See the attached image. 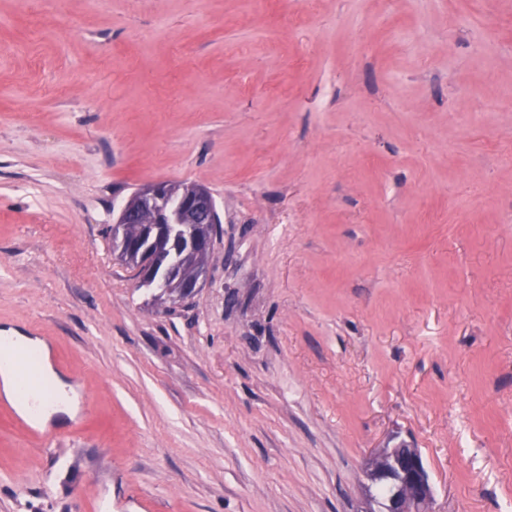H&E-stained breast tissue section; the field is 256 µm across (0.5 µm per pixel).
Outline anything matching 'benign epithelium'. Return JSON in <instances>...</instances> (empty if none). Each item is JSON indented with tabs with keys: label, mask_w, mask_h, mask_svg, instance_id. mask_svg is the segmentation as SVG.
Masks as SVG:
<instances>
[{
	"label": "benign epithelium",
	"mask_w": 512,
	"mask_h": 512,
	"mask_svg": "<svg viewBox=\"0 0 512 512\" xmlns=\"http://www.w3.org/2000/svg\"><path fill=\"white\" fill-rule=\"evenodd\" d=\"M168 186L144 185L127 200L117 218L119 224L134 223L144 214L160 229L169 224H215L217 217L211 192L201 185H190L173 207L169 206ZM171 248L184 259H193L209 250V242L187 234L172 239ZM366 476L371 486L384 492L368 493L369 503L377 508L365 512H425L433 497L429 474L415 448H385L370 459Z\"/></svg>",
	"instance_id": "1"
}]
</instances>
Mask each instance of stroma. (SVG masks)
Instances as JSON below:
<instances>
[{
  "instance_id": "1",
  "label": "stroma",
  "mask_w": 512,
  "mask_h": 512,
  "mask_svg": "<svg viewBox=\"0 0 512 512\" xmlns=\"http://www.w3.org/2000/svg\"><path fill=\"white\" fill-rule=\"evenodd\" d=\"M206 187L202 288L154 302L110 225ZM80 410L0 401V512H512V0H0V329ZM366 476L371 482L369 504L378 509L364 512H424L433 497L429 474L415 448H383L370 459ZM381 487L385 491L379 494Z\"/></svg>"
}]
</instances>
